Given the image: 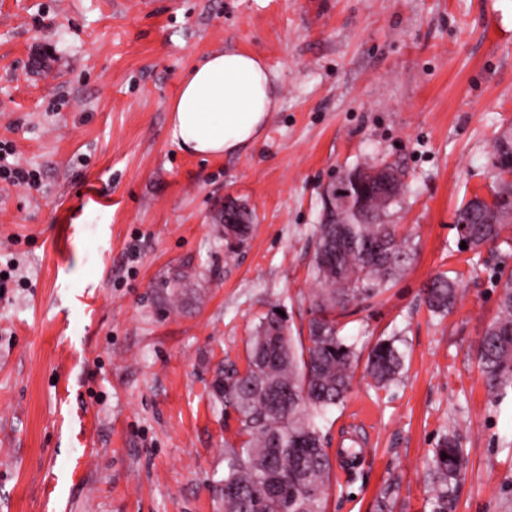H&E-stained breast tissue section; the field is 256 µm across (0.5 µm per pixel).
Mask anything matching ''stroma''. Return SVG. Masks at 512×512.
<instances>
[{"instance_id":"stroma-1","label":"stroma","mask_w":512,"mask_h":512,"mask_svg":"<svg viewBox=\"0 0 512 512\" xmlns=\"http://www.w3.org/2000/svg\"><path fill=\"white\" fill-rule=\"evenodd\" d=\"M234 48L276 74L280 105L244 154L180 150L168 107L186 69ZM512 129V0H0V143L37 176L0 180V512H224L235 415L211 393L244 363L259 316L282 304L306 332L323 194L388 163L391 205L415 255L341 336L397 337L401 380L356 371L320 428L333 466L325 512H375L391 476L398 512H432L429 461L444 434L466 463L448 512H512V390L478 370L512 274V227L460 246L455 214L492 184ZM254 229L224 245V208ZM458 278L446 317L423 302ZM227 214L234 216L238 221V224H236L237 233L235 234V240L233 242H230L228 239H226L224 233V240L226 243L227 251L228 253H234L236 249L240 248L248 241L251 235L253 228L252 215L245 206L235 203L228 205Z\"/></svg>"}]
</instances>
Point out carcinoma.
Here are the masks:
<instances>
[{"label":"carcinoma","mask_w":512,"mask_h":512,"mask_svg":"<svg viewBox=\"0 0 512 512\" xmlns=\"http://www.w3.org/2000/svg\"><path fill=\"white\" fill-rule=\"evenodd\" d=\"M490 196L512 207V180L495 176ZM390 204L374 191L353 200L341 221L321 222L315 232L311 276L318 286L306 340L294 342L288 318L276 309L258 318L246 348V364L232 360L217 368L215 400L237 415L239 444L224 442V512H324L332 464L318 421L343 403L351 389L361 352L338 335L336 311L368 300L389 287L412 259L408 240L383 216ZM237 219L235 252L252 232V215L231 203ZM509 211L491 210L471 200L456 211V225L469 228L462 241L471 249L496 244L509 226ZM435 315L452 311L458 284L444 274L424 290ZM403 356L392 338L371 346L365 372L379 387L399 381ZM478 369L487 393L496 397L512 386V278L499 300V311L482 340ZM465 465L460 435H444L433 451L431 467L438 484L433 512H448L449 486ZM399 480L381 492L379 512H393Z\"/></svg>","instance_id":"cac0c4a2"}]
</instances>
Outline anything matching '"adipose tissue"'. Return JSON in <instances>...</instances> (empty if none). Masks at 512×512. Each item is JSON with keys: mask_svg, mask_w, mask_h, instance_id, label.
<instances>
[{"mask_svg": "<svg viewBox=\"0 0 512 512\" xmlns=\"http://www.w3.org/2000/svg\"><path fill=\"white\" fill-rule=\"evenodd\" d=\"M278 107L277 77L266 62L227 49L185 71L168 108L170 135L193 156L239 155L258 143Z\"/></svg>", "mask_w": 512, "mask_h": 512, "instance_id": "1", "label": "adipose tissue"}]
</instances>
